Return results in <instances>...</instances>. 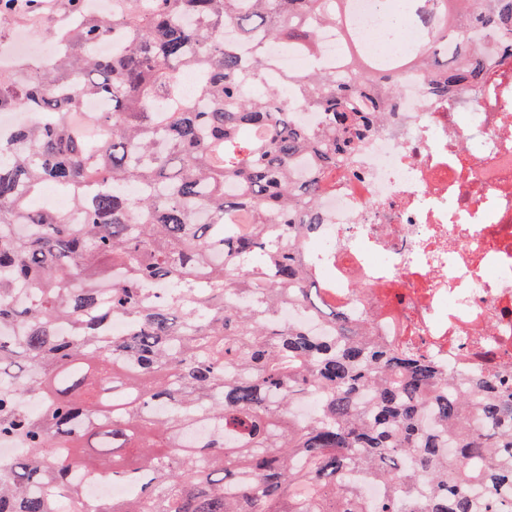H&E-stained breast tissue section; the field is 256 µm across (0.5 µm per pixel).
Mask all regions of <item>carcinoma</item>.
I'll return each instance as SVG.
<instances>
[{"mask_svg": "<svg viewBox=\"0 0 512 512\" xmlns=\"http://www.w3.org/2000/svg\"><path fill=\"white\" fill-rule=\"evenodd\" d=\"M349 0H68L65 52L0 73V512H77L81 475L130 485L90 512H512V392L452 378L356 329L315 285L296 240L315 199L416 66L433 96L481 84L473 32L512 43V0H404L435 40L373 59L350 30L348 83L317 58V28ZM48 0H0L36 16ZM233 24L237 39H224ZM123 38L101 55L97 46ZM304 53L288 84L323 117L313 130L261 86L266 44ZM198 74L193 96L180 74ZM97 97V144L65 121ZM134 183L130 197L125 186ZM53 184L80 220L29 196ZM33 302L18 303L20 287ZM296 305L326 332L284 324ZM126 319L121 335L100 326ZM310 393L309 421L293 415ZM37 395L39 414L20 400ZM381 483L369 501L349 479Z\"/></svg>", "mask_w": 512, "mask_h": 512, "instance_id": "cac0c4a2", "label": "carcinoma"}]
</instances>
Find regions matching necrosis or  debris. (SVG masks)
Wrapping results in <instances>:
<instances>
[{
    "label": "necrosis or debris",
    "instance_id": "4bbe7bcc",
    "mask_svg": "<svg viewBox=\"0 0 512 512\" xmlns=\"http://www.w3.org/2000/svg\"><path fill=\"white\" fill-rule=\"evenodd\" d=\"M325 183L324 222L298 244L327 299L454 381L512 388V47L475 92L437 99L407 70Z\"/></svg>",
    "mask_w": 512,
    "mask_h": 512
}]
</instances>
